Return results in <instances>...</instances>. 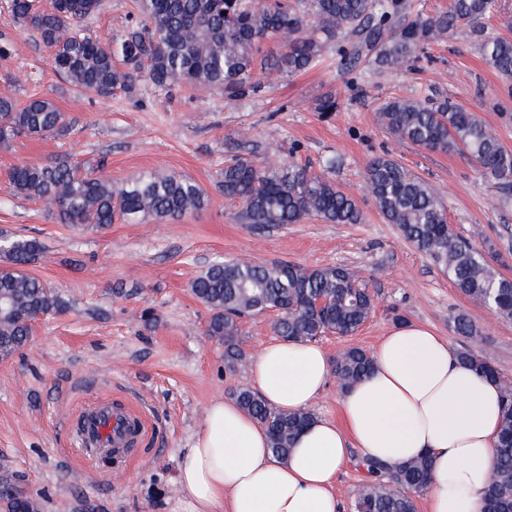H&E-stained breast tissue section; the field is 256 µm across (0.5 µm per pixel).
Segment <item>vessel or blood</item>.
<instances>
[{"label": "vessel or blood", "instance_id": "b4317fda", "mask_svg": "<svg viewBox=\"0 0 512 512\" xmlns=\"http://www.w3.org/2000/svg\"><path fill=\"white\" fill-rule=\"evenodd\" d=\"M79 421L83 431L79 439L87 448H108L113 455L129 457L132 442L148 432L142 411L128 405L114 406L112 402L98 403L83 413Z\"/></svg>", "mask_w": 512, "mask_h": 512}]
</instances>
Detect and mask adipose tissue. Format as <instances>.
<instances>
[{"label":"adipose tissue","instance_id":"adipose-tissue-1","mask_svg":"<svg viewBox=\"0 0 512 512\" xmlns=\"http://www.w3.org/2000/svg\"><path fill=\"white\" fill-rule=\"evenodd\" d=\"M332 370L312 342L277 340L251 363L247 382L272 407H310ZM502 422L499 386L462 366L426 325L392 328L374 368L344 391L339 416L316 417L288 460L275 458L264 429L232 400L212 402L181 455L179 512H339L337 474L362 457L396 466L431 461L427 512H483L494 441Z\"/></svg>","mask_w":512,"mask_h":512}]
</instances>
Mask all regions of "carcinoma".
Listing matches in <instances>:
<instances>
[{
    "label": "carcinoma",
    "instance_id": "cac0c4a2",
    "mask_svg": "<svg viewBox=\"0 0 512 512\" xmlns=\"http://www.w3.org/2000/svg\"><path fill=\"white\" fill-rule=\"evenodd\" d=\"M17 22L33 32L49 52L54 69L77 87L103 97L116 90L131 92L147 80L173 91L189 87L221 90L246 97L279 78L317 67L327 44H336L344 64L355 66L365 50L375 51L381 67L400 70L425 44L467 27L480 36L486 61L500 74L512 76V40L484 38L475 27L491 12L495 0H450L448 9L418 13L396 36L382 30L411 12L406 0H136V11L124 37L103 44L90 37L81 22L93 16L101 0H0ZM268 39L283 53L258 58ZM383 127L397 139L432 152H465L486 174L512 191V150L478 117L449 102L395 98L379 110ZM64 113L48 99L24 103L0 94V144L18 138L65 133ZM340 160L327 158L319 170L282 160L256 164L236 157L224 165L217 188L241 205L237 219L258 228H277L316 218L328 224H358V201L333 179ZM16 194L41 203L62 224L103 227L116 221H175L201 209L207 193L198 183L158 171L116 187L104 166L90 174L65 160L44 166L14 168ZM365 189L384 219L420 253L447 273L455 286L504 320H512V279L498 273L475 244L455 233L447 212L426 182L385 154L368 165ZM43 246L36 239L0 234V359L7 360L28 343L38 319L58 314L68 303L26 265ZM192 294L212 312L207 334L224 342V370L237 375L244 366L238 346L243 318L278 313L277 336L312 341L333 333L354 335L374 308V295L343 266L308 268L290 262L255 264L217 260L191 283ZM449 322L467 344L457 350L464 366L497 382L503 419L493 447L485 503L493 512H512V380L504 377L477 347L483 331L459 311ZM373 356L349 345L333 363L342 389L362 379ZM230 395L267 432L273 454L288 457L297 434L315 417L310 410L281 412L250 387L239 384ZM366 479L352 503L353 512H416V496L428 488L431 461L420 457L388 467L360 460ZM41 504L0 477V512H40Z\"/></svg>",
    "mask_w": 512,
    "mask_h": 512
}]
</instances>
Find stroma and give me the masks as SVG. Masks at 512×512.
Wrapping results in <instances>:
<instances>
[{"label": "stroma", "instance_id": "stroma-1", "mask_svg": "<svg viewBox=\"0 0 512 512\" xmlns=\"http://www.w3.org/2000/svg\"><path fill=\"white\" fill-rule=\"evenodd\" d=\"M132 0H104L87 32L121 38ZM484 37L512 39V0H496L481 23ZM479 36V37H482ZM463 29L422 48L401 70L368 60L342 66L334 49L314 69L286 76L245 98L184 89L169 93L140 82L109 98L60 78L48 53L11 14L0 12V93L18 101L51 99L69 130L0 147V231L44 246L29 271L68 302L65 312L35 322L30 342L0 360V476L16 477L40 497L42 512H173L177 463L203 427L210 403L227 398L247 370L224 371V345L206 334L210 311L190 284L214 260L287 261L309 268L341 265L375 296L370 319L353 336L319 338L328 355L347 344L373 351L399 323H422L464 340L449 323L466 312L485 334L481 347L512 379V321L462 293L446 273L386 223L364 191L372 158L387 154L442 198L456 233L488 246L490 263L512 278L503 241L512 225V195L464 153H439L396 139L378 120L396 98L447 100L476 115L512 149V77L482 55ZM336 108L323 112L326 98ZM340 158L335 179L362 210L358 224L311 219L275 230L240 223L238 205L215 184L225 161L273 156L318 169ZM87 171L105 164L115 186L150 171L196 181L205 206L174 223H114L79 230L42 205L14 194L9 175L20 165L59 159ZM108 399L144 411L148 433L129 461L102 467L77 443L75 421Z\"/></svg>", "mask_w": 512, "mask_h": 512}]
</instances>
